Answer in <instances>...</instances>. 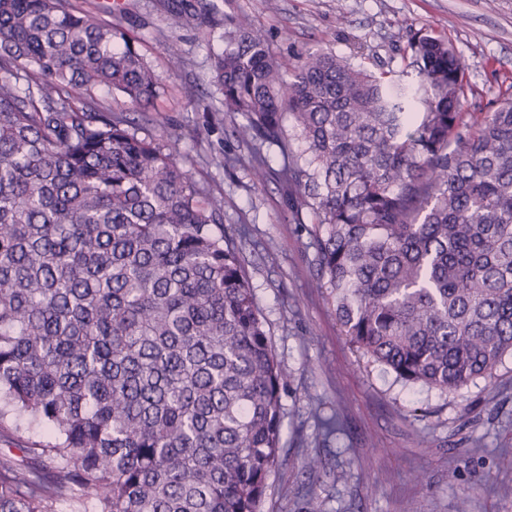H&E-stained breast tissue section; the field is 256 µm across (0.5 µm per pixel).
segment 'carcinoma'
<instances>
[{"label": "carcinoma", "mask_w": 512, "mask_h": 512, "mask_svg": "<svg viewBox=\"0 0 512 512\" xmlns=\"http://www.w3.org/2000/svg\"><path fill=\"white\" fill-rule=\"evenodd\" d=\"M402 60L287 63L241 25L213 72L254 175L277 146L294 220L313 215L349 343L454 392L512 355V98L462 112L442 35L409 29ZM99 87L140 109L160 90L112 24L0 0V419L51 436L33 467L0 457V512H258L287 374L242 247L175 147L95 109Z\"/></svg>", "instance_id": "1"}]
</instances>
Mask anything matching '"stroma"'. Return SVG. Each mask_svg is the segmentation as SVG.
<instances>
[{
	"instance_id": "35a3bbf8",
	"label": "stroma",
	"mask_w": 512,
	"mask_h": 512,
	"mask_svg": "<svg viewBox=\"0 0 512 512\" xmlns=\"http://www.w3.org/2000/svg\"><path fill=\"white\" fill-rule=\"evenodd\" d=\"M120 27L161 87L140 115L120 93L96 107L134 119L139 136L175 143L198 187L241 243L272 349L289 373L282 448L260 512H512V356L494 378L444 393L396 380L343 335L326 289L313 285L311 224L293 220L287 186L258 180L224 110L213 56L231 23L260 31L296 62L333 51L375 71L399 68L410 28L446 36L464 63L466 112L512 97V0H70ZM240 156L226 168L224 156ZM26 417L0 423V454L45 441ZM321 464L309 470L306 458Z\"/></svg>"
}]
</instances>
